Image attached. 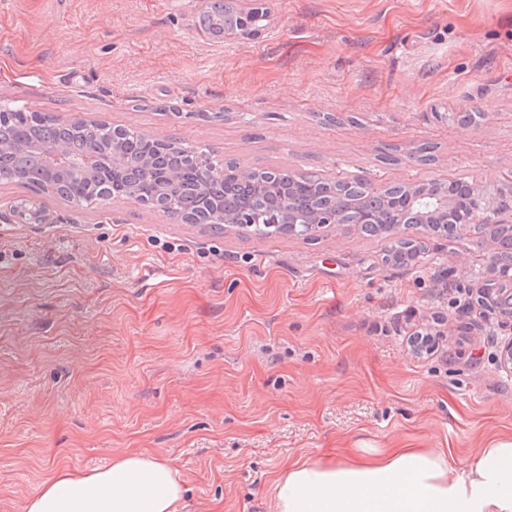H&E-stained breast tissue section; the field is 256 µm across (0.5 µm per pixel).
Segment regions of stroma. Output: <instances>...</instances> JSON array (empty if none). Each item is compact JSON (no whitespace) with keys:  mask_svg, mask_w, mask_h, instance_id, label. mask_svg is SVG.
Masks as SVG:
<instances>
[{"mask_svg":"<svg viewBox=\"0 0 512 512\" xmlns=\"http://www.w3.org/2000/svg\"><path fill=\"white\" fill-rule=\"evenodd\" d=\"M262 7L255 34L215 39L200 0H0V103L257 169L512 188V0ZM32 197L50 223L9 216ZM423 244L398 267L348 225L261 237L0 182V512H26L55 468L134 452L177 470L183 512H277L296 462L419 448L462 465L512 440V319L473 306L488 251ZM437 315L443 345L414 353Z\"/></svg>","mask_w":512,"mask_h":512,"instance_id":"1","label":"stroma"}]
</instances>
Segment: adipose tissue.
<instances>
[{"instance_id": "ef3b65f1", "label": "adipose tissue", "mask_w": 512, "mask_h": 512, "mask_svg": "<svg viewBox=\"0 0 512 512\" xmlns=\"http://www.w3.org/2000/svg\"><path fill=\"white\" fill-rule=\"evenodd\" d=\"M273 489L278 512H512V441L481 449L463 466L413 448L296 463ZM181 501L176 470L133 453L87 471L54 470L27 512H180Z\"/></svg>"}]
</instances>
